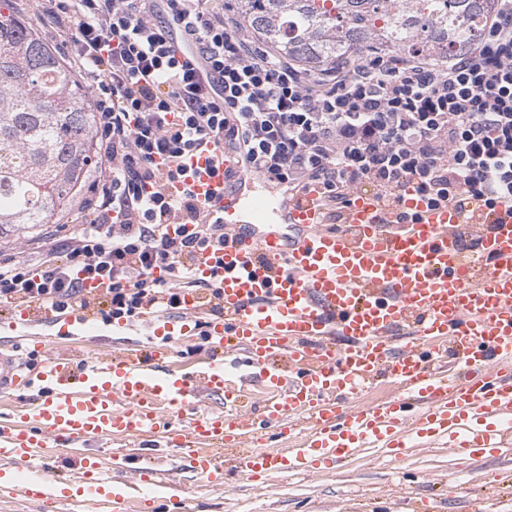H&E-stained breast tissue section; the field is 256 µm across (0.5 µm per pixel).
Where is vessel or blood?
I'll return each mask as SVG.
<instances>
[{
    "label": "vessel or blood",
    "mask_w": 512,
    "mask_h": 512,
    "mask_svg": "<svg viewBox=\"0 0 512 512\" xmlns=\"http://www.w3.org/2000/svg\"><path fill=\"white\" fill-rule=\"evenodd\" d=\"M243 167L238 154L197 151L167 185L173 196L191 189L224 226L223 250L194 264L196 281H218L224 306L195 374L177 372L172 355L192 338L196 290L182 292L179 315L148 318L152 343L129 341L115 356L47 355L38 370L30 356L45 342L0 341V394L34 393L0 422V463L30 474L11 490L83 512H187L180 496H154L168 476L148 462L119 480L92 455L50 480L35 465L45 448L155 432L211 485L224 482L228 450L251 482L321 475L369 447L398 465L419 441H445L471 465L512 452V197L470 212L409 188L398 211L413 219L400 225L375 194L358 193L333 231L319 186L279 197ZM471 222L482 230L467 253ZM231 357L267 388L258 411L227 373ZM379 385L387 394L366 400ZM202 389L223 411L192 410Z\"/></svg>",
    "instance_id": "1"
}]
</instances>
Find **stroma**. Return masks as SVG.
<instances>
[{
  "mask_svg": "<svg viewBox=\"0 0 512 512\" xmlns=\"http://www.w3.org/2000/svg\"><path fill=\"white\" fill-rule=\"evenodd\" d=\"M35 333L53 337V348L84 357L118 353L125 338L144 332L136 322L127 336L113 334L100 325L91 333L75 336L62 326L34 325ZM150 458L154 451L133 439L99 441L86 449H51L45 462L52 470L76 467L83 453L97 456L104 468H112L114 452ZM190 500V512H359V501L368 498L366 512H412L404 497L412 491L427 499L433 512H468L478 505L482 512H512V462L488 456L470 466L456 460L439 445L409 450L402 465L388 464L379 449H366L360 456L337 465L334 471L316 477L288 474L259 485L229 479L225 486H212L193 478L179 450H170L163 463Z\"/></svg>",
  "mask_w": 512,
  "mask_h": 512,
  "instance_id": "stroma-1",
  "label": "stroma"
}]
</instances>
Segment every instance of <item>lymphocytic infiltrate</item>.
Masks as SVG:
<instances>
[{"mask_svg":"<svg viewBox=\"0 0 512 512\" xmlns=\"http://www.w3.org/2000/svg\"><path fill=\"white\" fill-rule=\"evenodd\" d=\"M500 2L483 39L447 64L377 54L316 76L228 21L224 0H36L93 94L99 175L82 200L91 220L71 237L34 261L22 245L0 252V312L109 324L177 309L198 256L224 245L194 195L165 190L206 148L243 153L246 174L289 191L320 186L334 215L358 191L397 206L408 185L433 205L512 196V0ZM179 44L196 61L177 59Z\"/></svg>","mask_w":512,"mask_h":512,"instance_id":"lymphocytic-infiltrate-1","label":"lymphocytic infiltrate"}]
</instances>
